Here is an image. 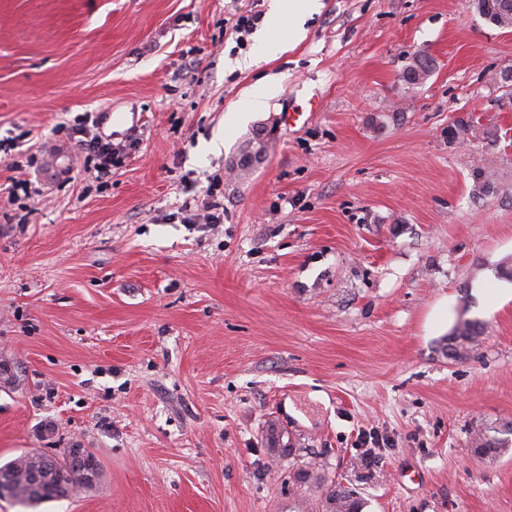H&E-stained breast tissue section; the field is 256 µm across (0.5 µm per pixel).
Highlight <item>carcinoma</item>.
Returning <instances> with one entry per match:
<instances>
[{
	"mask_svg": "<svg viewBox=\"0 0 512 512\" xmlns=\"http://www.w3.org/2000/svg\"><path fill=\"white\" fill-rule=\"evenodd\" d=\"M472 7L488 23L498 28L512 27V0H472ZM434 63L427 59L426 67L415 72V63H410L402 72V81L407 85H421L432 74ZM256 137L245 141L241 150L240 168L246 170L253 162L264 157L267 144L253 145ZM483 333V325L477 320H459L451 332L444 338V349L448 357L462 360L467 356L470 346L478 341ZM498 427L479 429L472 437L473 452L480 457L495 459L506 453L509 440L499 437ZM38 471L42 474L41 488L37 496H29L27 483L30 475ZM0 476L12 477L18 485L13 500L26 505L68 498L77 489H89L81 460L73 449L66 450L58 457H49L40 453H28L18 459L0 466ZM362 504L356 493L334 483L330 484L325 499L326 512H361Z\"/></svg>",
	"mask_w": 512,
	"mask_h": 512,
	"instance_id": "carcinoma-1",
	"label": "carcinoma"
}]
</instances>
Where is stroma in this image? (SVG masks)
Returning <instances> with one entry per match:
<instances>
[{
	"label": "stroma",
	"mask_w": 512,
	"mask_h": 512,
	"mask_svg": "<svg viewBox=\"0 0 512 512\" xmlns=\"http://www.w3.org/2000/svg\"><path fill=\"white\" fill-rule=\"evenodd\" d=\"M320 2L245 68L255 37L224 21L269 0H0V185L41 191L23 224L0 200V465L84 448L103 470L0 512H324L331 480L362 512H512V451L471 447L512 421V28L468 0ZM416 54L435 69L409 88ZM87 112L130 148L100 179L67 136ZM468 116L497 142L449 143ZM213 187L223 224H183ZM463 312L484 331L455 361ZM500 425L498 427H500ZM498 427L494 426L486 429H479L474 432L472 437V448L476 455L495 459L509 450V440L501 438L496 434H511L512 428L504 431L499 430ZM491 432H494L495 434L492 435Z\"/></svg>",
	"instance_id": "1"
}]
</instances>
